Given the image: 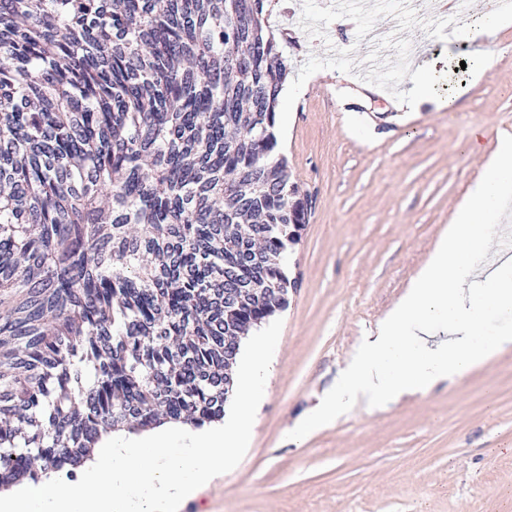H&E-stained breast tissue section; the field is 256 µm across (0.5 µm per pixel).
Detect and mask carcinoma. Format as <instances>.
<instances>
[{
    "mask_svg": "<svg viewBox=\"0 0 512 512\" xmlns=\"http://www.w3.org/2000/svg\"><path fill=\"white\" fill-rule=\"evenodd\" d=\"M272 0H0V489L224 418L306 223Z\"/></svg>",
    "mask_w": 512,
    "mask_h": 512,
    "instance_id": "obj_1",
    "label": "carcinoma"
}]
</instances>
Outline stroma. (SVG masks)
I'll return each instance as SVG.
<instances>
[{
    "mask_svg": "<svg viewBox=\"0 0 512 512\" xmlns=\"http://www.w3.org/2000/svg\"><path fill=\"white\" fill-rule=\"evenodd\" d=\"M501 2L416 19L404 0H276L266 25L289 67L278 149L308 217L288 253L295 286L251 444L183 512H512V346L427 394L293 432L406 292L498 135L512 134V21L485 20ZM372 26L394 33L381 54L413 57L366 83L352 73ZM418 77L434 100L415 109Z\"/></svg>",
    "mask_w": 512,
    "mask_h": 512,
    "instance_id": "obj_1",
    "label": "stroma"
}]
</instances>
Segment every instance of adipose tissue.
I'll return each instance as SVG.
<instances>
[{"mask_svg":"<svg viewBox=\"0 0 512 512\" xmlns=\"http://www.w3.org/2000/svg\"><path fill=\"white\" fill-rule=\"evenodd\" d=\"M512 192V137H500L482 174L468 189L446 235L412 280L398 305L382 320L376 338L347 366L335 389L310 417L315 427L336 419L359 399L382 404L407 392H429L463 375L506 346L512 334L481 341L482 317L512 310V265L499 266L480 289L469 288L489 251L495 226L475 223Z\"/></svg>","mask_w":512,"mask_h":512,"instance_id":"1","label":"adipose tissue"}]
</instances>
